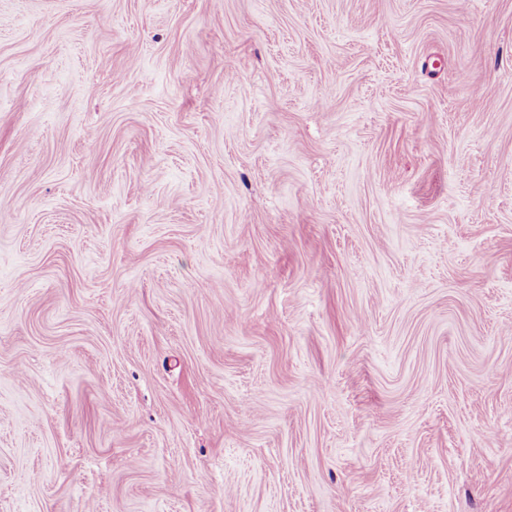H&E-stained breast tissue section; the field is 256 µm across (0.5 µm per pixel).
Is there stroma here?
Instances as JSON below:
<instances>
[{
    "label": "stroma",
    "mask_w": 512,
    "mask_h": 512,
    "mask_svg": "<svg viewBox=\"0 0 512 512\" xmlns=\"http://www.w3.org/2000/svg\"><path fill=\"white\" fill-rule=\"evenodd\" d=\"M0 512H512V0H0Z\"/></svg>",
    "instance_id": "stroma-1"
}]
</instances>
